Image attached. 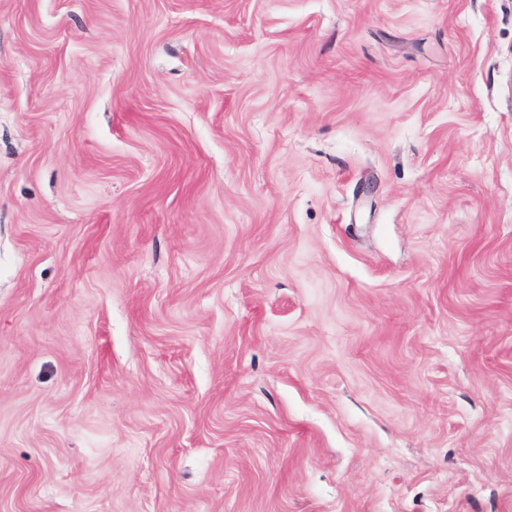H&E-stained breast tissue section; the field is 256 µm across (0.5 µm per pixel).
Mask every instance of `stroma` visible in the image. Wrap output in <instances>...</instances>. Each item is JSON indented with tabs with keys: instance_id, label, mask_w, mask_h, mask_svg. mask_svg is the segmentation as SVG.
Listing matches in <instances>:
<instances>
[{
	"instance_id": "35a3bbf8",
	"label": "stroma",
	"mask_w": 512,
	"mask_h": 512,
	"mask_svg": "<svg viewBox=\"0 0 512 512\" xmlns=\"http://www.w3.org/2000/svg\"><path fill=\"white\" fill-rule=\"evenodd\" d=\"M0 512H512V0H0Z\"/></svg>"
}]
</instances>
